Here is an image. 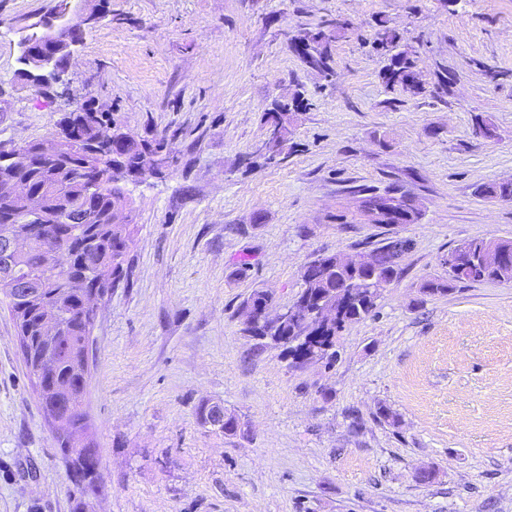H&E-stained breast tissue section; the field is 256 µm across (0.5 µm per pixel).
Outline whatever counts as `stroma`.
<instances>
[{
    "label": "stroma",
    "mask_w": 512,
    "mask_h": 512,
    "mask_svg": "<svg viewBox=\"0 0 512 512\" xmlns=\"http://www.w3.org/2000/svg\"><path fill=\"white\" fill-rule=\"evenodd\" d=\"M58 2L0 0V151L88 104L176 158L130 186L127 279L97 308L89 512H512V285L420 290L460 241L512 239V200L476 194L512 181V0H109L65 89L42 94L18 78L19 41ZM336 21L329 82L292 37ZM382 21L413 47L419 94L382 84ZM294 93L266 162L265 115ZM363 187L399 188L417 219L368 223ZM395 239L398 274L333 364L245 333L252 290L285 311L318 256ZM207 401L246 434L202 427ZM74 506L0 301V512Z\"/></svg>",
    "instance_id": "stroma-1"
}]
</instances>
